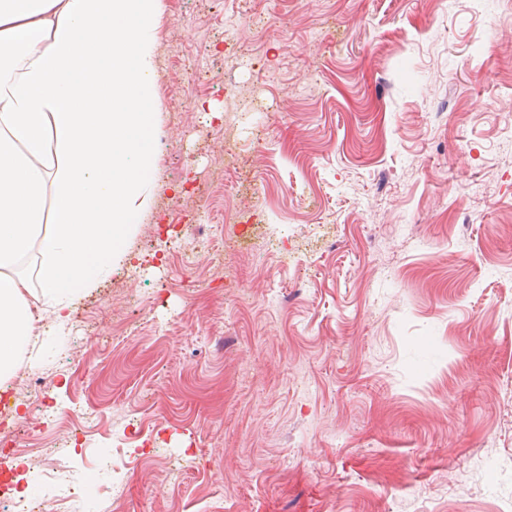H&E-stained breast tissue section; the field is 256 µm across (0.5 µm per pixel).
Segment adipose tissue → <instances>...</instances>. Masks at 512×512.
Segmentation results:
<instances>
[{"instance_id": "adipose-tissue-1", "label": "adipose tissue", "mask_w": 512, "mask_h": 512, "mask_svg": "<svg viewBox=\"0 0 512 512\" xmlns=\"http://www.w3.org/2000/svg\"><path fill=\"white\" fill-rule=\"evenodd\" d=\"M160 3L0 0V386L126 255L117 243L149 180ZM32 253L35 294L20 270Z\"/></svg>"}]
</instances>
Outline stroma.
Listing matches in <instances>:
<instances>
[{
  "label": "stroma",
  "mask_w": 512,
  "mask_h": 512,
  "mask_svg": "<svg viewBox=\"0 0 512 512\" xmlns=\"http://www.w3.org/2000/svg\"><path fill=\"white\" fill-rule=\"evenodd\" d=\"M510 17L163 0L156 180L69 357L16 372L51 389L0 412V512L33 449L103 445L130 512H512Z\"/></svg>",
  "instance_id": "stroma-1"
}]
</instances>
